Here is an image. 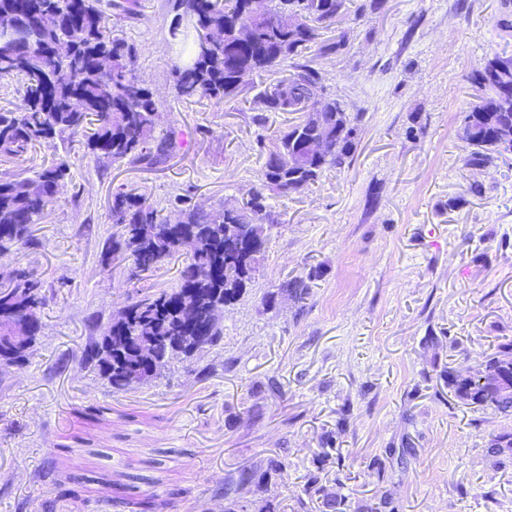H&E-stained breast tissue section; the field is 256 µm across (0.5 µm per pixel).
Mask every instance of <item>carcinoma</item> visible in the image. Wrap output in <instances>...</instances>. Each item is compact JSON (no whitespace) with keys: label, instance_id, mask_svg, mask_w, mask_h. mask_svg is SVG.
<instances>
[{"label":"carcinoma","instance_id":"1","mask_svg":"<svg viewBox=\"0 0 512 512\" xmlns=\"http://www.w3.org/2000/svg\"><path fill=\"white\" fill-rule=\"evenodd\" d=\"M348 0H265L254 8L251 0H174L169 25L171 40L190 52L173 68L178 96L216 102L238 96L249 78L266 77L253 104L267 112L293 115L278 131L268 149L264 186L280 196L303 192L324 172L340 168L353 156L359 136V116L324 94L313 57L342 55L349 50L348 32L340 24ZM137 0H0V12L9 14L16 30L0 40V73L20 81L21 98L0 110V163L23 162L30 152L56 139L76 135L86 148L112 164L127 162L153 168L177 147L174 128H159V103L136 75L137 49L112 34L106 9L122 19H135ZM294 17L297 29L282 26L281 18ZM56 18L52 25L44 17ZM244 23L252 38L244 45L233 36L201 44L197 27L224 30V24ZM330 30L332 37L325 36ZM66 42V52L53 47ZM502 56L493 55L471 80L481 90L477 104L466 113L463 125L470 138L466 165L484 167L512 152V140L500 137L512 131V73L503 77ZM323 96L319 113L326 133L324 151L307 155L306 144L319 137L309 101ZM70 157L61 156L31 176L0 171V252L22 254L38 245L32 225L38 223L55 199L67 190ZM112 256L131 259L145 272L174 257H185L175 288L129 298L123 323L110 321L99 328L84 349L86 363L117 391L138 382L136 374L157 379L175 361L199 355L223 336L219 322H208L210 308L231 304L244 294L256 273L226 256L228 231L249 224L274 223L265 196L252 189L236 206L209 210L197 205L175 206L160 213L143 195L121 189L112 194ZM46 301L44 284L25 269L0 272V349L10 346L6 324L13 315H27L32 336H40L39 311ZM479 370L467 374L450 369L443 374L460 401L512 416V395L500 397L479 384ZM512 451V431L504 430L489 442V452ZM259 480L251 469H241L224 480V512H244L241 492ZM306 490L320 495L325 507L339 512L342 500L306 476Z\"/></svg>","mask_w":512,"mask_h":512}]
</instances>
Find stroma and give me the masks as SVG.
<instances>
[{"mask_svg": "<svg viewBox=\"0 0 512 512\" xmlns=\"http://www.w3.org/2000/svg\"><path fill=\"white\" fill-rule=\"evenodd\" d=\"M366 2L346 21L348 53L314 61L327 94L359 116L350 164L304 193L268 194V249L222 313L220 344L122 392L85 368V345L127 297L176 287L181 263L137 274L112 260L113 193L166 211L178 198L240 200L262 185L265 147L289 116L257 117L250 88L220 104L178 98L170 0L110 19L181 144L152 169L105 167L75 137L14 167L73 161L67 192L32 227L37 247L0 255L46 289L27 364L0 369V512H142L146 498L158 512H224L225 478L271 457L283 468L247 495V512L268 500L324 512L305 490L310 471L330 488L343 477L347 512L384 496L398 512H512V452H488L512 417L464 404L442 379L512 341V153L471 168L459 135L478 101L473 72L512 54V11ZM293 279L306 300L283 293Z\"/></svg>", "mask_w": 512, "mask_h": 512, "instance_id": "obj_1", "label": "stroma"}]
</instances>
